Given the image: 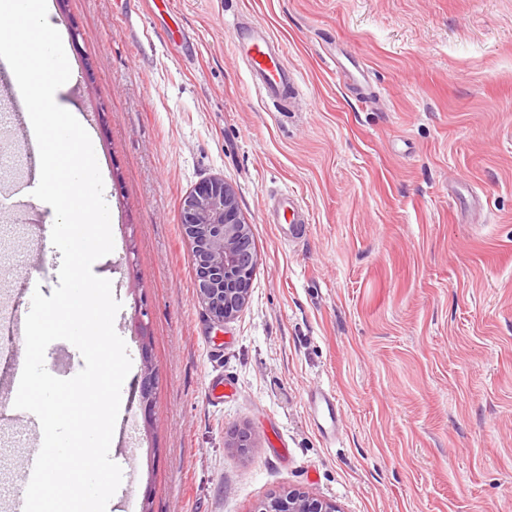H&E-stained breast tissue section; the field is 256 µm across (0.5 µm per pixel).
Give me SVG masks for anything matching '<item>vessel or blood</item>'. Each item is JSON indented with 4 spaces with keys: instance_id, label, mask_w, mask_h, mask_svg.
I'll list each match as a JSON object with an SVG mask.
<instances>
[{
    "instance_id": "obj_1",
    "label": "vessel or blood",
    "mask_w": 512,
    "mask_h": 512,
    "mask_svg": "<svg viewBox=\"0 0 512 512\" xmlns=\"http://www.w3.org/2000/svg\"><path fill=\"white\" fill-rule=\"evenodd\" d=\"M226 25L232 32L234 51L245 63L254 89L265 97L278 99L291 83L282 48L266 30L244 23L239 16L227 19ZM274 202L283 218L277 227L279 235L298 238L308 221L301 202L289 193L279 194ZM308 406L321 434L335 438L338 430L335 395L323 388H314L308 397Z\"/></svg>"
}]
</instances>
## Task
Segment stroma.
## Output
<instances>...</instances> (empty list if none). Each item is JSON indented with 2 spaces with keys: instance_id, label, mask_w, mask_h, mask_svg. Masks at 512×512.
Instances as JSON below:
<instances>
[{
  "instance_id": "35a3bbf8",
  "label": "stroma",
  "mask_w": 512,
  "mask_h": 512,
  "mask_svg": "<svg viewBox=\"0 0 512 512\" xmlns=\"http://www.w3.org/2000/svg\"><path fill=\"white\" fill-rule=\"evenodd\" d=\"M71 50L60 102L99 143L114 250L95 261L120 302L132 367L107 512H254L294 487L342 512H512V0H51ZM265 28L299 85L257 96L224 25ZM34 160L0 123V353L31 290L51 295L54 211ZM232 185L255 243L248 301L216 324L197 299L184 197ZM309 212L280 238L281 191ZM148 310L153 421L135 393L132 328ZM229 383L213 405L208 381ZM339 401L335 443L306 405ZM253 435L247 453L228 433ZM39 422L0 399V481Z\"/></svg>"
}]
</instances>
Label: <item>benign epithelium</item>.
<instances>
[{"instance_id": "1", "label": "benign epithelium", "mask_w": 512, "mask_h": 512, "mask_svg": "<svg viewBox=\"0 0 512 512\" xmlns=\"http://www.w3.org/2000/svg\"><path fill=\"white\" fill-rule=\"evenodd\" d=\"M184 237L192 249L198 297L217 324L234 318L246 304L257 268V254L250 227L241 216L232 186L222 178L199 184L181 206ZM139 307L133 317L141 339L143 368L137 382L144 423L153 416L156 373L151 363L150 342ZM227 447L244 453L252 447L247 429L234 431ZM255 512H341L336 502L297 488H288L259 503Z\"/></svg>"}]
</instances>
